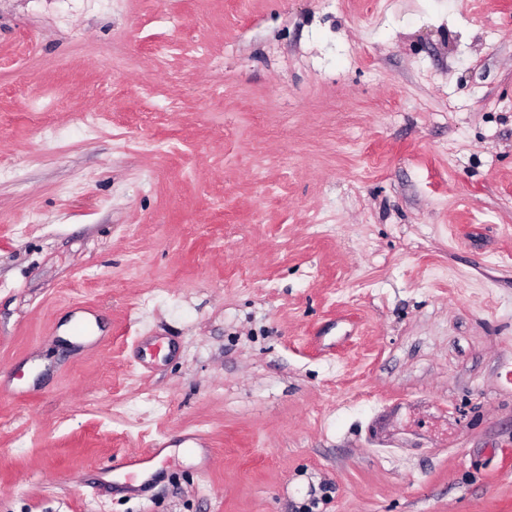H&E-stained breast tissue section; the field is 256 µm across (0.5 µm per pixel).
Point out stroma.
Segmentation results:
<instances>
[{
    "label": "stroma",
    "mask_w": 512,
    "mask_h": 512,
    "mask_svg": "<svg viewBox=\"0 0 512 512\" xmlns=\"http://www.w3.org/2000/svg\"><path fill=\"white\" fill-rule=\"evenodd\" d=\"M0 383V512H512V0H0ZM169 441L170 435L168 432L152 437L146 448L123 456L118 464L112 468V471L117 472L125 479L126 486L132 485L150 465L156 463L164 448L168 446Z\"/></svg>",
    "instance_id": "stroma-1"
}]
</instances>
